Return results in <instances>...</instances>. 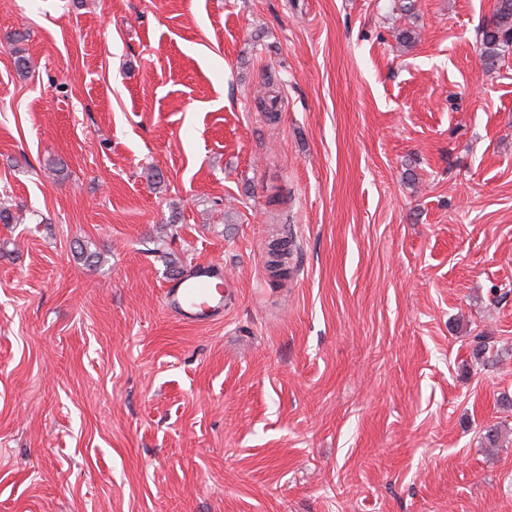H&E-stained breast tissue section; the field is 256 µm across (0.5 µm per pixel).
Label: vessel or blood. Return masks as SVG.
I'll return each instance as SVG.
<instances>
[{
    "instance_id": "obj_1",
    "label": "vessel or blood",
    "mask_w": 512,
    "mask_h": 512,
    "mask_svg": "<svg viewBox=\"0 0 512 512\" xmlns=\"http://www.w3.org/2000/svg\"><path fill=\"white\" fill-rule=\"evenodd\" d=\"M229 286L223 264L201 262L165 290L163 305L184 324L214 322L224 316Z\"/></svg>"
}]
</instances>
